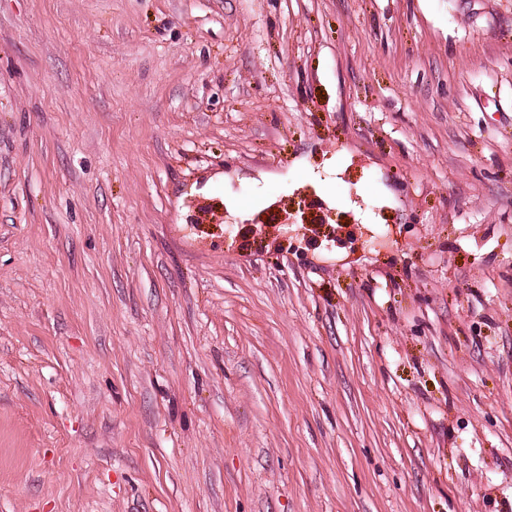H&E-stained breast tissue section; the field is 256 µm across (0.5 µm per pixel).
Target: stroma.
<instances>
[{
    "mask_svg": "<svg viewBox=\"0 0 512 512\" xmlns=\"http://www.w3.org/2000/svg\"><path fill=\"white\" fill-rule=\"evenodd\" d=\"M0 512H512V0H0Z\"/></svg>",
    "mask_w": 512,
    "mask_h": 512,
    "instance_id": "1",
    "label": "stroma"
}]
</instances>
